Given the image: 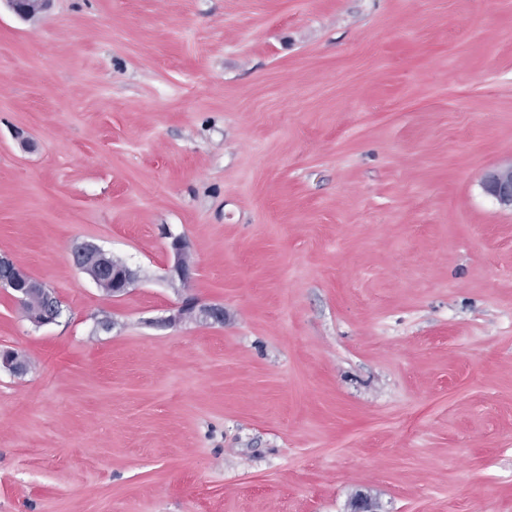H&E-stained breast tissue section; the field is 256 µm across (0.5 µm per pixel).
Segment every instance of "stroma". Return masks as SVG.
I'll use <instances>...</instances> for the list:
<instances>
[{
    "label": "stroma",
    "mask_w": 512,
    "mask_h": 512,
    "mask_svg": "<svg viewBox=\"0 0 512 512\" xmlns=\"http://www.w3.org/2000/svg\"><path fill=\"white\" fill-rule=\"evenodd\" d=\"M509 165L512 0L0 5V512H512ZM487 194L500 206L512 210V166L487 173L482 182ZM174 256L173 265L168 267V278L186 285L192 280L193 266L188 261L189 244L182 237H175L170 243ZM74 262L98 285L106 276L112 277V296L126 292L135 277L125 265H111L112 257L105 251L91 245L76 246L73 250ZM0 286L11 288L17 292V300L21 305L31 299L42 301L36 313L30 315V321L42 326L56 321L61 308L51 290L35 280L26 270L15 265L9 258L0 256ZM191 320L203 323H223L224 308L215 304H201L195 298H185L177 307L170 321L182 322Z\"/></svg>",
    "instance_id": "stroma-1"
}]
</instances>
